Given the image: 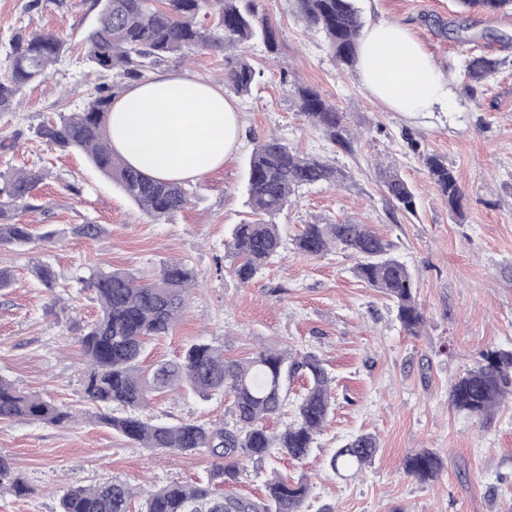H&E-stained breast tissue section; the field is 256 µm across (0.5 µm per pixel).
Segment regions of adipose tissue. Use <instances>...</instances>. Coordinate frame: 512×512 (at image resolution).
Segmentation results:
<instances>
[{"label":"adipose tissue","mask_w":512,"mask_h":512,"mask_svg":"<svg viewBox=\"0 0 512 512\" xmlns=\"http://www.w3.org/2000/svg\"><path fill=\"white\" fill-rule=\"evenodd\" d=\"M357 75L389 109L414 114L448 106V80L407 28L365 27ZM112 149L126 164L167 181H192L223 167L242 144V121L221 86L190 71H160L127 88L108 116Z\"/></svg>","instance_id":"ef3b65f1"}]
</instances>
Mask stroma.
Instances as JSON below:
<instances>
[{"label":"stroma","mask_w":512,"mask_h":512,"mask_svg":"<svg viewBox=\"0 0 512 512\" xmlns=\"http://www.w3.org/2000/svg\"><path fill=\"white\" fill-rule=\"evenodd\" d=\"M30 0H0V76L8 71L10 43L19 31L53 30L71 50L42 83L29 86L11 112H0V136L19 132L0 151V171L39 168L35 193L42 207L19 213L21 223L53 231L52 239L24 248L0 247V269L12 276L0 291V377L21 391L79 411L72 424L0 421V456L26 486L0 494V512H58L72 486L119 478L132 487L204 479L210 458L174 456L137 447L91 422L83 398L86 360L76 342L99 307L84 281L113 270L151 278L162 264L183 261L198 283L183 319L170 335L148 341L146 366L174 360L198 339L234 358L258 347L282 345L323 359L336 378V406L304 462L278 455L248 464L236 492L257 496L270 468L306 476L304 512H512V400L485 421L448 401L451 382L482 351L512 348V14L473 16L477 37L462 45L444 29L459 22L456 0H358L365 24L404 25L453 80L445 110L408 115L389 110L340 66L324 39L306 29L292 0H260L277 30L281 51L269 58L253 44L249 59L261 76L249 95L234 97L244 139L222 169L186 183L185 209L160 221L145 215L120 187L75 152L50 149L36 129L74 112L93 79L82 60L92 30L93 0H62L33 9ZM472 55L498 58V71L465 92L463 63ZM294 71L343 112L360 137L353 152L335 150L300 115L281 69ZM277 136L302 152L334 157L346 178L336 186L301 189L277 217L279 253L249 283L230 269L225 243L247 216L246 177L256 143ZM436 154L455 170L467 195L462 215L450 212L432 184L421 154ZM396 166L416 195V212L395 208L378 176ZM368 224L392 241L413 276L427 323L409 336L392 303L353 273L354 258L332 250L321 257L294 251L303 225L344 221ZM98 224L96 238L74 234ZM57 276L46 289L37 264ZM224 394L202 399L173 390L153 394L143 416L157 423L232 421ZM372 434L378 453L362 470L333 473L328 458L347 438ZM421 448L440 454L444 474L428 484L404 474L406 455Z\"/></svg>","instance_id":"stroma-1"}]
</instances>
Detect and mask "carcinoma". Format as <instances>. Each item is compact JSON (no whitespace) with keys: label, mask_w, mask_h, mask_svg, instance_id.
<instances>
[{"label":"carcinoma","mask_w":512,"mask_h":512,"mask_svg":"<svg viewBox=\"0 0 512 512\" xmlns=\"http://www.w3.org/2000/svg\"><path fill=\"white\" fill-rule=\"evenodd\" d=\"M305 27L324 36L332 57L354 67L358 41L364 28L356 0H294ZM463 14L512 12V0H459ZM100 6L95 27L85 39L84 61L99 74H112V82L93 83L78 112L59 113L58 120L40 125L36 135L51 148L79 150L101 172L119 184L127 197L148 216L161 220L183 209L187 195L183 185L157 180L121 163L113 154L107 119L113 101L126 87L150 69L176 57L184 61L201 51L224 54V89L241 95L250 92L261 76L242 53L252 42L266 53H280L279 35L259 13L258 0H96ZM71 50L58 33L18 32L11 41L10 67L0 78V112H11L25 89L44 78L48 70ZM500 60L471 56L465 72L466 92L492 76ZM282 83L292 87L294 102L309 125L333 146L351 153L354 137L345 115L317 89L281 73ZM429 178L450 209L459 214L464 193L455 171L434 154H420ZM44 173L14 169L0 173V247L25 248L53 233H37L17 221V213L38 210L36 185ZM345 173L328 156L309 155L278 137L258 142L249 162L248 200L251 220L234 225L226 242L233 272L249 282L282 247L275 218L302 187L343 182ZM385 192L395 207L415 212L416 201L398 171H382ZM293 249L308 255H324L333 248L357 257L355 276L392 301L396 319L411 336L419 335L426 318L416 300V287L407 264L395 245L370 225L356 222L304 225L292 240ZM195 274L186 263L164 264L157 276L144 281L134 274L114 270L89 279L88 288L100 307L96 321L86 326L78 343L89 364L84 398L95 406L111 405L122 414L99 412L95 418L129 442L151 450L175 454L203 453L214 460L207 481L170 483L147 492L143 512H303L308 485L304 478L291 480L274 471L266 480L265 494L253 498L226 493L219 486L238 482L248 462H264L274 453L302 461L322 432L335 404L333 383L323 361L286 347H263L245 359L224 355L207 341L193 343L184 355L158 365L146 374L140 367L147 342L164 336L180 320L189 300ZM308 380L306 391L293 402V419L272 432L266 420L288 405V382L298 374ZM181 386L201 396L227 393L232 398L233 425L185 421L153 423L137 414L149 395ZM512 395V350H488L467 372L451 382L448 398L454 409L487 419L501 400ZM25 417L54 425L74 418L69 409L25 393L0 377V420ZM378 451L376 438L359 433L334 450L330 468L358 471L372 463ZM404 473L420 483L434 481L444 471V461L431 450L409 454ZM21 494L25 486L8 459L0 456V491ZM133 489L120 479L91 486H76L60 499V512H130Z\"/></svg>","instance_id":"1"}]
</instances>
